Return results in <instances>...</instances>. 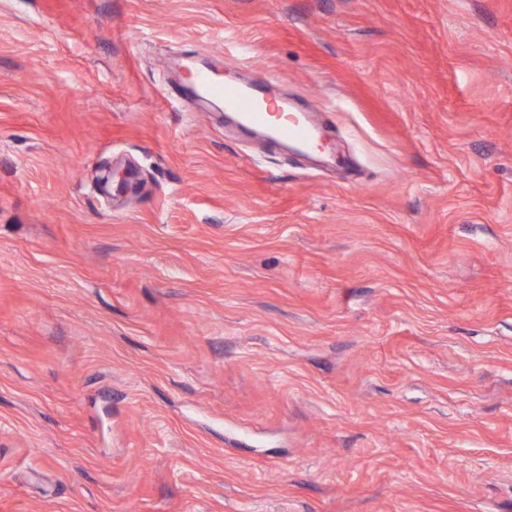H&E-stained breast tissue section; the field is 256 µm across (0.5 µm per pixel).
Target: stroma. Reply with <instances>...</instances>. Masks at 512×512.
<instances>
[{"mask_svg": "<svg viewBox=\"0 0 512 512\" xmlns=\"http://www.w3.org/2000/svg\"><path fill=\"white\" fill-rule=\"evenodd\" d=\"M0 512H512V0H0ZM191 82L195 88L194 98L222 101L225 110L233 112L241 127H261L270 139L287 140L305 151L319 147L317 132L308 114L288 105L287 99L269 97L264 84H227L208 66L195 67L191 71Z\"/></svg>", "mask_w": 512, "mask_h": 512, "instance_id": "1", "label": "stroma"}]
</instances>
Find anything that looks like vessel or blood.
<instances>
[{
	"label": "vessel or blood",
	"mask_w": 512,
	"mask_h": 512,
	"mask_svg": "<svg viewBox=\"0 0 512 512\" xmlns=\"http://www.w3.org/2000/svg\"><path fill=\"white\" fill-rule=\"evenodd\" d=\"M191 82L195 97L222 101L240 126L262 128L270 139L292 142L305 151L317 149V132L308 114L289 105L287 100L269 97L264 84H227L208 66L195 67Z\"/></svg>",
	"instance_id": "obj_1"
}]
</instances>
